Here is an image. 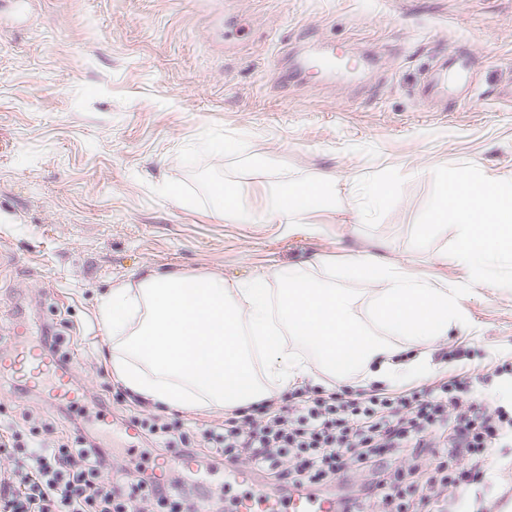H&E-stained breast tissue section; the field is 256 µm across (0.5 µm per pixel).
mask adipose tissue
Masks as SVG:
<instances>
[{
	"instance_id": "1",
	"label": "adipose tissue",
	"mask_w": 512,
	"mask_h": 512,
	"mask_svg": "<svg viewBox=\"0 0 512 512\" xmlns=\"http://www.w3.org/2000/svg\"><path fill=\"white\" fill-rule=\"evenodd\" d=\"M347 193L357 203L353 223L365 224L392 197L393 187L354 178ZM335 202V181L318 180L270 190L253 214L238 211L236 198L227 197L224 213L293 231L299 212ZM447 224L457 231L449 258L469 282L511 290L512 176L473 169L450 176L418 237L427 239L435 226ZM343 270L375 285L369 325L355 320L354 297L346 289L323 288L281 269L263 270L234 286L207 274H152L135 286L112 287L96 309L112 347V375L130 392L173 409L242 410L318 369L345 383L359 366L364 383L403 385L428 371V347L450 328L467 327L460 289L420 279L407 264L366 255ZM273 280L279 289L270 288ZM290 335L315 350L319 368L288 345ZM393 336L397 344L417 349V356L398 358L397 344L389 342Z\"/></svg>"
}]
</instances>
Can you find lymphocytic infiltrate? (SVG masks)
<instances>
[{
	"mask_svg": "<svg viewBox=\"0 0 512 512\" xmlns=\"http://www.w3.org/2000/svg\"><path fill=\"white\" fill-rule=\"evenodd\" d=\"M458 374L403 390H295L260 403L259 414H235L194 432L156 414L131 421L147 447L114 466L112 451L86 435L84 420L68 419V433L52 425L23 437L0 428V512H201L181 481L161 482L155 462L172 451L202 466L245 465L274 474L307 494L346 480L351 468L368 479L332 502L333 512H426L432 500L453 506L465 479H486V452L512 442V412L466 396Z\"/></svg>",
	"mask_w": 512,
	"mask_h": 512,
	"instance_id": "1",
	"label": "lymphocytic infiltrate"
}]
</instances>
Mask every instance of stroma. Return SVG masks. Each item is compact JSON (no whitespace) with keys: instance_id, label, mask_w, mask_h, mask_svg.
<instances>
[{"instance_id":"obj_1","label":"stroma","mask_w":512,"mask_h":512,"mask_svg":"<svg viewBox=\"0 0 512 512\" xmlns=\"http://www.w3.org/2000/svg\"><path fill=\"white\" fill-rule=\"evenodd\" d=\"M449 53L470 57L469 77L449 68L447 111H427L423 82ZM468 168L512 175V0H0V354L14 326L52 329L84 399L150 410L113 378L92 318L109 288L170 272L236 284L276 265L362 298L370 284L328 272L358 253L464 282L433 259L452 226L415 232ZM327 175L388 176L394 194L354 230L337 192L335 208L297 215L326 225L314 237L217 216V186L255 209L265 188ZM460 306L469 328L432 351L461 356L435 375H468L479 402L512 398V376H486L512 363V293L477 288ZM47 415L39 388L0 367V422ZM486 462L494 482L457 496L512 512V446ZM200 479L238 495L272 485L244 469Z\"/></svg>"}]
</instances>
